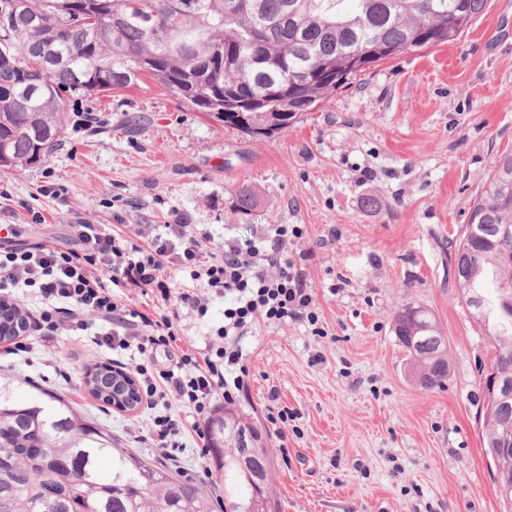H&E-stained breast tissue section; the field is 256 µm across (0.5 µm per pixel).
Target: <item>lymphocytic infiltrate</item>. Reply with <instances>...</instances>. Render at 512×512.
<instances>
[{"mask_svg": "<svg viewBox=\"0 0 512 512\" xmlns=\"http://www.w3.org/2000/svg\"><path fill=\"white\" fill-rule=\"evenodd\" d=\"M70 230L74 247L57 248L23 242L16 225H9L0 237V305L13 307L26 288L38 293L43 306L26 316L25 327L46 343L62 330L84 335L96 319L105 325L97 345L115 351L133 346L142 353L164 348L167 369L139 363L131 370L148 402L173 397L199 416L217 400L235 402L248 373L238 336L261 322L317 320L302 272L288 257L303 236L301 227L267 225L257 243L243 248L225 242L217 258L205 252L206 234L182 217L141 244L104 224H74ZM172 265L191 281L179 293L171 289ZM137 292L177 302L201 317L210 297L225 299L224 322L196 346L180 336L171 315L132 307L129 296Z\"/></svg>", "mask_w": 512, "mask_h": 512, "instance_id": "f902f5d3", "label": "lymphocytic infiltrate"}]
</instances>
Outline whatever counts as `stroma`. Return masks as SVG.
Listing matches in <instances>:
<instances>
[{
  "instance_id": "35a3bbf8",
  "label": "stroma",
  "mask_w": 512,
  "mask_h": 512,
  "mask_svg": "<svg viewBox=\"0 0 512 512\" xmlns=\"http://www.w3.org/2000/svg\"><path fill=\"white\" fill-rule=\"evenodd\" d=\"M510 154L512 0H489L456 43L363 72L269 137L225 128L152 81L69 104L61 146L0 174V224L40 213L37 238L57 245L68 224H168L179 213L215 249L249 245L269 224L300 225L290 255L317 323L261 324L239 338L248 391L235 406L271 451L279 512H504L477 421L475 367L494 345L455 286L449 253L494 161ZM244 188L256 198L248 211L236 203ZM404 306L429 309L448 338L443 387L409 373L393 328ZM107 360L65 333L0 357L122 446L212 490L206 440L191 432L165 451L147 405L125 413L91 398L84 372ZM276 405L291 412L284 453L267 419Z\"/></svg>"
}]
</instances>
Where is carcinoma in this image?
I'll return each instance as SVG.
<instances>
[{
    "mask_svg": "<svg viewBox=\"0 0 512 512\" xmlns=\"http://www.w3.org/2000/svg\"><path fill=\"white\" fill-rule=\"evenodd\" d=\"M16 25L0 28V173L45 160L64 135L70 99L137 86L148 79L171 89L195 112L237 130L263 112L223 118L226 96L261 97L279 113L282 130L294 111L323 102L360 72L389 59L458 40L483 15L488 0H0ZM63 28L50 50L24 26ZM379 45L385 51L349 69L350 58ZM286 71L292 77L275 95L267 89ZM451 245L455 281L496 352L486 368L512 381V157L497 159L484 195L471 208ZM24 324L15 314L0 322V343ZM395 336L413 377L426 388L448 379V340L429 310L406 306L395 317ZM130 374L110 365L86 371L89 395L112 405V386ZM17 377L0 373V512H247L257 490L240 468L247 449L238 439L254 427L233 409L208 421L211 479L224 497L185 479L175 489L171 472L120 448L106 429L82 416L65 398L43 389L21 400ZM504 431L512 408L484 427L486 455Z\"/></svg>",
    "mask_w": 512,
    "mask_h": 512,
    "instance_id": "carcinoma-1",
    "label": "carcinoma"
}]
</instances>
